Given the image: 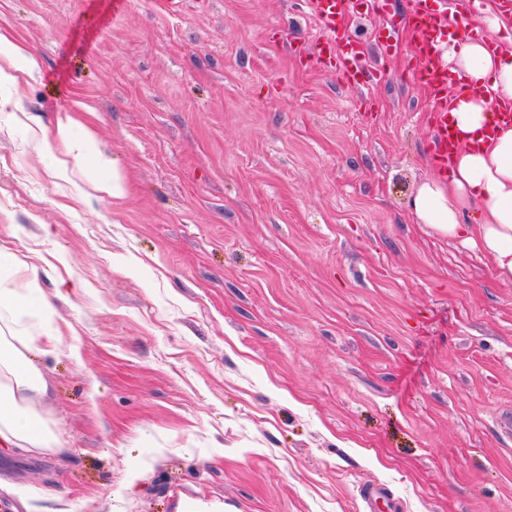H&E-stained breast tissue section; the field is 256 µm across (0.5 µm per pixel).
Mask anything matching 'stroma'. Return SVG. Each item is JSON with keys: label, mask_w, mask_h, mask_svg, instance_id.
I'll list each match as a JSON object with an SVG mask.
<instances>
[{"label": "stroma", "mask_w": 512, "mask_h": 512, "mask_svg": "<svg viewBox=\"0 0 512 512\" xmlns=\"http://www.w3.org/2000/svg\"><path fill=\"white\" fill-rule=\"evenodd\" d=\"M312 60L299 0H0L40 70L5 86L0 248L66 327L60 447H0V512H512V285L416 224L433 168L409 36ZM126 180L30 145L75 103Z\"/></svg>", "instance_id": "1"}]
</instances>
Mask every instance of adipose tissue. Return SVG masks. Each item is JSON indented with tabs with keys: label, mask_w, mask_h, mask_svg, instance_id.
<instances>
[{
	"label": "adipose tissue",
	"mask_w": 512,
	"mask_h": 512,
	"mask_svg": "<svg viewBox=\"0 0 512 512\" xmlns=\"http://www.w3.org/2000/svg\"><path fill=\"white\" fill-rule=\"evenodd\" d=\"M448 67L472 93L451 115L464 134L449 171L433 170L409 201L417 224L439 237L472 244L494 260V274L512 284V126L472 146L470 136L488 125L490 100L512 102V51L484 40L465 41L447 52ZM38 62L24 47L0 34V86H19ZM33 149L56 160L53 177L68 176L70 162L91 167L96 190L119 200L125 178L100 156L92 130L74 115L58 121L52 134L34 136ZM50 314L36 272L16 255L0 249V447L23 452L53 448L58 439L43 406L51 386L36 364L38 356L60 349L63 332L33 335L21 327L33 311Z\"/></svg>",
	"instance_id": "obj_1"
}]
</instances>
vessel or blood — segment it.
<instances>
[{"mask_svg": "<svg viewBox=\"0 0 512 512\" xmlns=\"http://www.w3.org/2000/svg\"><path fill=\"white\" fill-rule=\"evenodd\" d=\"M305 3L323 26L315 57L335 63L337 73L345 81L375 83L379 69L366 64L362 43L350 36L341 20L358 9L386 17L389 0H305ZM406 24L416 62L411 80L429 92V119L436 137L433 156L444 166L459 146L458 131L449 112L454 99L462 98L467 92L464 82L453 81L449 75L445 54L451 43H464L466 38L478 37L479 32L469 14L450 15L447 0H413Z\"/></svg>", "mask_w": 512, "mask_h": 512, "instance_id": "1", "label": "vessel or blood"}]
</instances>
